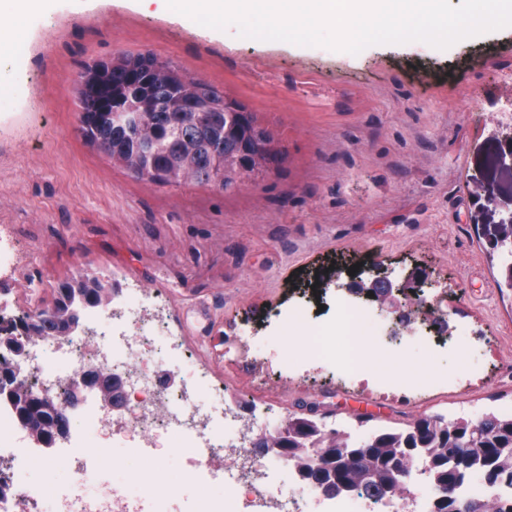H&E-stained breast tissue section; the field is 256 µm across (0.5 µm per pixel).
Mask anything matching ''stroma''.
<instances>
[{
    "mask_svg": "<svg viewBox=\"0 0 512 512\" xmlns=\"http://www.w3.org/2000/svg\"><path fill=\"white\" fill-rule=\"evenodd\" d=\"M15 18L23 57L0 54V84L23 90L21 119L0 120V225L19 264L0 306L36 311L47 288L85 270L161 292L169 323L226 398L279 421L317 400L334 424L421 414L512 412V288L498 287L476 228L512 216V153L497 107L512 108V27L442 52L374 45L353 55L239 37L134 0H43ZM150 52L247 104L288 149L283 168L223 193L139 181L85 145L74 80L85 62ZM382 266L394 281L425 265L447 289L443 308L469 331L471 365L417 342L384 347L366 370L450 387L414 396L348 381L363 337L337 341L331 361L285 379L269 337L329 265Z\"/></svg>",
    "mask_w": 512,
    "mask_h": 512,
    "instance_id": "35a3bbf8",
    "label": "stroma"
}]
</instances>
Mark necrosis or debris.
<instances>
[{"mask_svg": "<svg viewBox=\"0 0 512 512\" xmlns=\"http://www.w3.org/2000/svg\"><path fill=\"white\" fill-rule=\"evenodd\" d=\"M146 294H119L111 310H87L86 330L67 341L46 338L21 356L6 355L16 375L35 389L56 391L78 381L90 366H102L126 381L130 411L111 418L87 397L73 417L74 434L61 456L48 459L16 443L18 423L11 407L0 405V459L12 465L10 486L0 497V512H311L318 501L324 512H428L435 493L418 476L409 497L381 502L355 494L328 497L309 486L295 466L278 452L257 456L255 444L269 431L263 418L244 417L227 400L183 346L171 336L162 316L146 313ZM362 310L336 302L334 319L308 322L298 307L279 316L275 339L281 362L298 371V354L286 342L297 331L307 335L310 365L326 363L329 338L358 335ZM120 448L125 459L104 462L96 448ZM189 465L185 476L195 497L178 504L180 476L166 467L172 452ZM55 463L70 473L55 489L32 478L35 469Z\"/></svg>", "mask_w": 512, "mask_h": 512, "instance_id": "1", "label": "necrosis or debris"}]
</instances>
